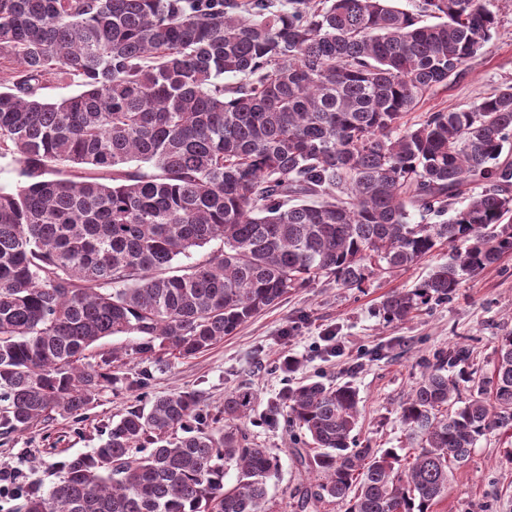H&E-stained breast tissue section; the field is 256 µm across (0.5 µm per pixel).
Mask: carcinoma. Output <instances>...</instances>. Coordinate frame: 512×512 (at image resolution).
<instances>
[{"instance_id":"carcinoma-1","label":"carcinoma","mask_w":512,"mask_h":512,"mask_svg":"<svg viewBox=\"0 0 512 512\" xmlns=\"http://www.w3.org/2000/svg\"><path fill=\"white\" fill-rule=\"evenodd\" d=\"M419 12L439 22L389 0H0V59L22 69L0 91V156L21 177L0 193V430L77 416L124 358L200 354L321 278L359 288L455 249L381 302L403 321L512 255V84L406 121L490 41L496 16L485 0ZM226 73L244 82L227 89ZM51 74L83 90L44 101ZM412 209L447 219L413 224ZM131 334L85 362L97 341ZM470 359L456 343L426 368L400 407L403 455L350 447L360 410L347 384L267 402L270 423L311 445L296 449L316 481L299 512H432L477 440L512 431V331L490 374ZM200 402L175 391L128 408L19 512H262L279 458L236 425L252 388L224 396L222 428L192 426Z\"/></svg>"}]
</instances>
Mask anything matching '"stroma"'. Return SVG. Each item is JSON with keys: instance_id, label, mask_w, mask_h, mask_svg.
<instances>
[{"instance_id": "1", "label": "stroma", "mask_w": 512, "mask_h": 512, "mask_svg": "<svg viewBox=\"0 0 512 512\" xmlns=\"http://www.w3.org/2000/svg\"><path fill=\"white\" fill-rule=\"evenodd\" d=\"M489 7L497 21L491 40L454 81L425 95L411 111V120L428 112L470 107L502 84H512V0H490ZM451 255L448 246H440L417 266L373 275L359 288L323 279L291 290L280 304L191 358L150 366L127 361L116 382L100 392L84 415L0 436V469L16 473L26 489H49L59 479L58 463L100 447L107 423L137 399L176 390L197 392L202 421L211 425L224 419L225 394L247 383L257 400L240 426L280 459L278 472L268 481L265 512H297L298 491L309 476L293 453L284 425L262 417L267 402L285 386L319 375L351 384L360 398L354 432L358 446L399 449L406 445L400 407L420 379L426 359L462 342L471 347L475 366L491 371L497 336L512 330V256L466 277L451 300L430 302L409 320L388 323L379 312L388 294L414 288ZM289 357L297 367L287 373L281 365ZM145 369L151 376L143 385L139 378ZM471 503L483 505L484 512H512V432L478 440L468 464L454 470L450 489L434 512H465Z\"/></svg>"}]
</instances>
